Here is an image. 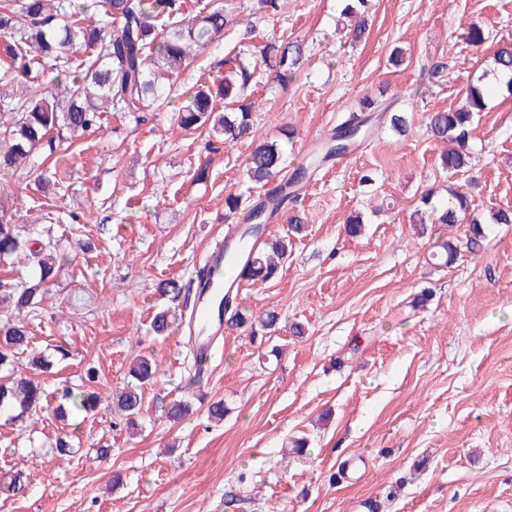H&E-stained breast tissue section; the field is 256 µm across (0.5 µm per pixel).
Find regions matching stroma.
<instances>
[{"mask_svg":"<svg viewBox=\"0 0 512 512\" xmlns=\"http://www.w3.org/2000/svg\"><path fill=\"white\" fill-rule=\"evenodd\" d=\"M235 17L178 80L180 90L215 78L244 45L298 39L306 60L280 87L258 67L250 94L260 137L293 132L289 168L316 152L369 96L393 102L409 131L373 127L360 146L319 166L271 224L291 241L276 281L242 289L238 309L279 313L275 334L225 327L204 380L190 385L187 326L150 329L170 305L160 280L189 284L224 237V197L251 205L263 189L243 176L247 144L228 145L207 129L180 132L173 98L140 126L114 135L102 126L75 141L40 189L24 176L0 184L16 222L93 238L69 275L52 285L26 320L32 346L70 356L40 380L54 391L94 366L102 407L76 429L80 450L59 458L48 447L64 424L49 413L26 423L0 420V512H352L361 498L377 512H512V224H492L478 252L461 249L449 267L433 265L439 243L465 238V225L418 235L409 222L425 192L471 195L480 214L512 209V96L495 93L479 113L469 167L448 174L426 115L458 107L500 43L512 42V0H371L367 31L352 41L343 0H283L254 18L256 0H220ZM255 21L250 42L245 24ZM485 31L471 46L469 23ZM399 51L400 64L389 55ZM448 67L436 73V63ZM205 165V181L195 179ZM360 213L364 230L345 221ZM78 214V223L68 222ZM300 216L302 234L289 219ZM432 296L415 299L423 289ZM305 333H290L291 324ZM158 364L144 392L137 434L114 417L136 355ZM223 400L210 421L198 396ZM194 401L192 414L167 421L164 402ZM308 443L296 451L292 440ZM108 448L98 457V448ZM25 493L1 487L15 473ZM120 484H113V474Z\"/></svg>","mask_w":512,"mask_h":512,"instance_id":"stroma-1","label":"stroma"}]
</instances>
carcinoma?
I'll use <instances>...</instances> for the list:
<instances>
[{"mask_svg": "<svg viewBox=\"0 0 512 512\" xmlns=\"http://www.w3.org/2000/svg\"><path fill=\"white\" fill-rule=\"evenodd\" d=\"M101 14L98 23L85 24L90 10ZM232 22L224 6L212 0H0V177L18 172L46 188L52 183L48 162L59 163L68 151L69 140L99 129L108 117L126 126L141 125L151 109L168 103L177 81L198 52ZM261 62L274 72V79L287 86L296 76L303 58V44L297 40H273L259 50ZM257 67L242 51L224 59V78L213 84H197L185 92L175 123L183 131L207 127L231 144L250 142L246 176L267 189L248 210L241 198L224 196V217L245 224L243 234H256L269 208H286V188L305 182L316 160L287 168L285 150L278 141L256 135L252 120L255 103L248 90ZM508 77L501 86L512 95V43H501L492 64L466 91V104L459 109L439 110L427 118V130L434 139L448 144L440 157L441 167L464 171L470 163L469 141L479 112L486 107L485 81ZM231 109L218 110V102ZM392 104L365 99L350 111L325 144L323 159L346 155L364 136L361 128L377 116L387 117L397 133L407 132L405 118L391 111ZM434 218L416 211L413 223L465 224V247L476 252L486 238L484 224H512V210L490 209L489 221L482 220L471 199L448 190L445 206L432 207ZM59 217H50L40 233L33 236L25 224L14 221L0 202V262L24 255L30 262L26 276L15 283L0 281V416L10 422L24 421L44 410L66 421L74 412L87 416L99 410L100 396L93 387L97 372L89 366L81 383L66 385L61 395L47 392L41 384L16 374L20 356L29 353L31 336L22 315L42 302L44 293L71 265L70 251L91 248V240L69 238L57 229ZM289 240L267 239L264 248L247 262L245 276L251 282L276 278L288 256ZM458 254V247L444 243L434 253L436 265L446 267ZM159 293L173 300L187 292L186 284L170 278L157 283ZM177 315L169 309L156 312L151 328L158 336L169 333ZM156 362L137 355L130 363V381L114 398L113 414L127 426H137L143 410V387L153 383ZM172 423L184 420L193 410L191 402L174 399L164 404ZM72 436H59L49 453L59 457L73 453Z\"/></svg>", "mask_w": 512, "mask_h": 512, "instance_id": "obj_1", "label": "carcinoma"}]
</instances>
